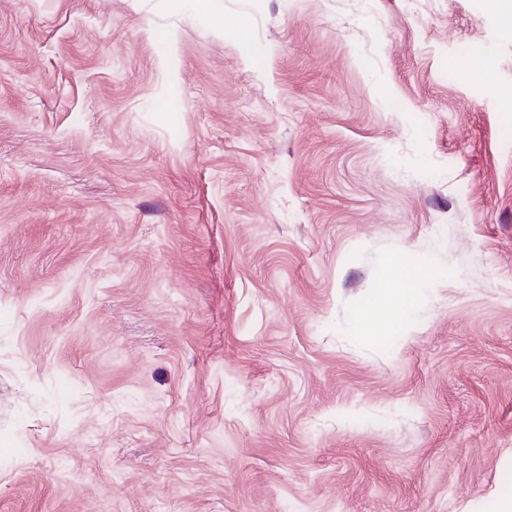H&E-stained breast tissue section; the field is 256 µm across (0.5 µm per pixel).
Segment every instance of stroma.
Here are the masks:
<instances>
[{"mask_svg":"<svg viewBox=\"0 0 512 512\" xmlns=\"http://www.w3.org/2000/svg\"><path fill=\"white\" fill-rule=\"evenodd\" d=\"M395 254L422 296L369 340ZM509 474L488 0H0V512H491ZM358 327L362 330L363 335L369 339L392 336L401 330L402 318L395 315L368 317L361 321Z\"/></svg>","mask_w":512,"mask_h":512,"instance_id":"35a3bbf8","label":"stroma"}]
</instances>
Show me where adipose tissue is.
I'll use <instances>...</instances> for the list:
<instances>
[{
  "mask_svg": "<svg viewBox=\"0 0 512 512\" xmlns=\"http://www.w3.org/2000/svg\"><path fill=\"white\" fill-rule=\"evenodd\" d=\"M388 274L382 280L376 294L374 307L379 314L365 318L359 327L364 336L376 339L382 336H392L402 328V320L393 316L394 308L410 310L419 297V285L422 273L419 269L403 265L400 258H392L388 264Z\"/></svg>",
  "mask_w": 512,
  "mask_h": 512,
  "instance_id": "adipose-tissue-1",
  "label": "adipose tissue"
}]
</instances>
